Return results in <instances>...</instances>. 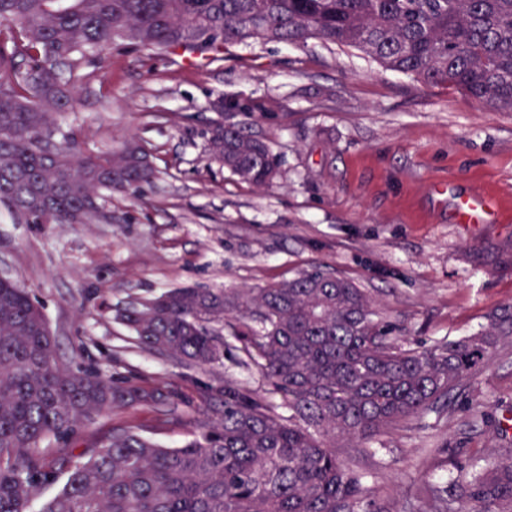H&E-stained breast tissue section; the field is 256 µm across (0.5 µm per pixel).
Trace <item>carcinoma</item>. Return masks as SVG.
<instances>
[{"mask_svg":"<svg viewBox=\"0 0 512 512\" xmlns=\"http://www.w3.org/2000/svg\"><path fill=\"white\" fill-rule=\"evenodd\" d=\"M353 47L426 87L451 86L512 112V0H0V201L26 224H95L102 191L138 195L156 169L135 140L86 155L59 115L99 52L117 41L218 50L247 39ZM248 117L259 102L228 103ZM208 151L258 187L279 172L259 135L210 129ZM135 345L189 368L224 363V330L284 399L288 414L231 378L206 386L210 417L180 448L114 429L89 456H48L83 420L160 406L169 396L64 366L29 290L0 278V512H388L366 475L344 468L336 439L363 444L448 400L502 338L512 306L471 336L406 348L371 294L319 267L265 288H176L118 311ZM461 512H512V456L454 480Z\"/></svg>","mask_w":512,"mask_h":512,"instance_id":"carcinoma-1","label":"carcinoma"}]
</instances>
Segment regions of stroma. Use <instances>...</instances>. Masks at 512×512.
Here are the masks:
<instances>
[{
    "label": "stroma",
    "instance_id": "35a3bbf8",
    "mask_svg": "<svg viewBox=\"0 0 512 512\" xmlns=\"http://www.w3.org/2000/svg\"><path fill=\"white\" fill-rule=\"evenodd\" d=\"M256 100L254 132L280 172L259 189L213 160L208 131L225 102ZM97 154L136 137L158 175L139 195L112 191L108 224H25L0 203V268L41 304L60 361L158 386L169 404L118 408L85 422L69 449L85 458L115 428L168 448L191 439L209 406L201 386L224 376L283 407L233 336L223 364L189 369L134 346L117 310L170 289H246L318 266L354 280L378 302L404 346L429 347L481 329L512 305V112L463 92L424 87L359 50L317 38L300 45L247 40L188 65L171 52L115 43L60 117ZM500 201L495 222L459 224L458 197ZM512 338L464 378L448 404L354 447L390 512H422L432 488L512 453Z\"/></svg>",
    "mask_w": 512,
    "mask_h": 512
}]
</instances>
